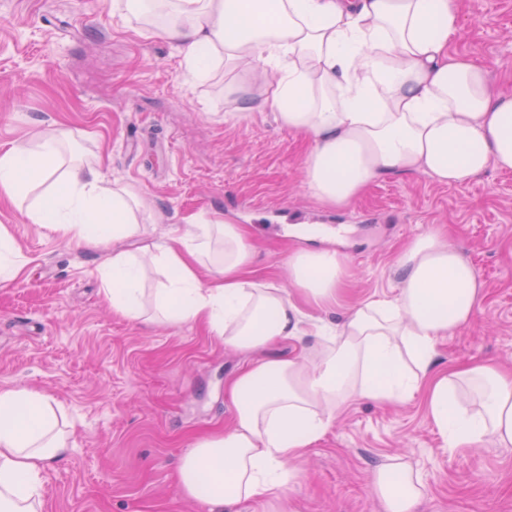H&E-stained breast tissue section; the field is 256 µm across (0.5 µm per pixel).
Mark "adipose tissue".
Wrapping results in <instances>:
<instances>
[{"instance_id":"ef3b65f1","label":"adipose tissue","mask_w":512,"mask_h":512,"mask_svg":"<svg viewBox=\"0 0 512 512\" xmlns=\"http://www.w3.org/2000/svg\"><path fill=\"white\" fill-rule=\"evenodd\" d=\"M172 20L157 36L176 44L184 76L208 77L216 62L254 73L274 66L276 82L230 95L241 110L275 112L309 138L304 184L318 202L340 206L378 175L419 171L445 185L512 170V94L488 69L450 51L461 29L456 0H168ZM70 130L40 132L35 146L0 151V197L50 190L27 218L76 243L140 232L143 204L106 182L92 164L66 158ZM165 276L153 311L205 325L252 360L224 386L230 428L197 438L182 455L183 494L211 512H269L288 502L296 465L353 397L390 402L425 392L429 415L449 448L485 437L512 446V376L473 362L433 372L436 344L472 321L483 284L472 264L435 232L401 253L389 298L370 299L340 329L302 328L303 313L276 283L249 273L250 232L240 224L191 219L150 245ZM150 268L126 252L102 270L113 310L147 319L141 283ZM290 278L308 298H334L348 276L333 250H299ZM478 393V408L459 399ZM52 400L27 388L0 389V512H44L42 472L65 449ZM372 491L384 512H417L420 476L401 461L378 468Z\"/></svg>"}]
</instances>
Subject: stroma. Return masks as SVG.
<instances>
[{
	"mask_svg": "<svg viewBox=\"0 0 512 512\" xmlns=\"http://www.w3.org/2000/svg\"><path fill=\"white\" fill-rule=\"evenodd\" d=\"M457 4L451 50L512 93V0ZM236 79L219 69L185 81L181 53L144 34L124 0H0V148L66 126L78 153L138 194L147 218L140 236L80 246L0 200V226L29 261L0 286V388L51 397L69 434L42 473L45 512H210L183 495L175 467L196 438L231 424L224 384L248 357L195 323L116 313L100 278L112 252H137L192 215L248 226L253 273L333 327L363 301L391 297L404 247L437 229L484 285L470 325L439 339L437 370L486 361L512 373V171L491 167L456 186L393 172L345 205H324L303 183L310 141L269 109L234 117L224 87ZM303 247L346 257L335 300L314 302L291 284L288 257ZM400 453L424 484L417 512H512V447L488 437L449 449L422 392L349 402L300 463L287 507L271 512H383L373 479Z\"/></svg>",
	"mask_w": 512,
	"mask_h": 512,
	"instance_id": "stroma-1",
	"label": "stroma"
}]
</instances>
